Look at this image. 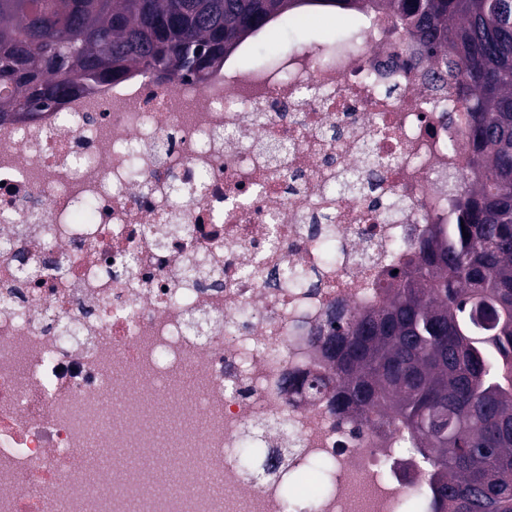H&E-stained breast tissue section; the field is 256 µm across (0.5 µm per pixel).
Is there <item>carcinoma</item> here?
Here are the masks:
<instances>
[{"label": "carcinoma", "mask_w": 512, "mask_h": 512, "mask_svg": "<svg viewBox=\"0 0 512 512\" xmlns=\"http://www.w3.org/2000/svg\"><path fill=\"white\" fill-rule=\"evenodd\" d=\"M306 4L369 0H0V119L35 118L140 72L202 81L244 39ZM465 111L458 223L434 224L366 310L331 309L324 368L288 379L425 460L429 512H512V0H380ZM469 237H463V233Z\"/></svg>", "instance_id": "cac0c4a2"}]
</instances>
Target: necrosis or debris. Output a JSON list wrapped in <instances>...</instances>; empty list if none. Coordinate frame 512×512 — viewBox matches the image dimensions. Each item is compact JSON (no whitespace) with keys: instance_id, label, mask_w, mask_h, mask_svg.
Wrapping results in <instances>:
<instances>
[{"instance_id":"4bbe7bcc","label":"necrosis or debris","mask_w":512,"mask_h":512,"mask_svg":"<svg viewBox=\"0 0 512 512\" xmlns=\"http://www.w3.org/2000/svg\"><path fill=\"white\" fill-rule=\"evenodd\" d=\"M354 27L272 66L259 31L205 82L134 75L0 122V512L428 508L413 452L285 388L322 365L332 305H374L457 221L460 100L390 16ZM348 173L372 193L338 192ZM243 448L288 465L248 482ZM316 462L327 485L285 500Z\"/></svg>"}]
</instances>
